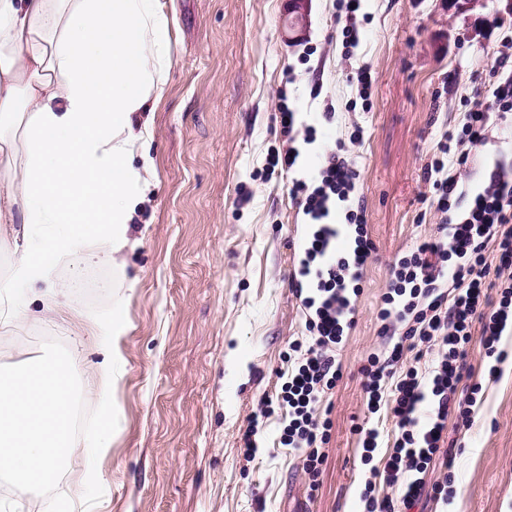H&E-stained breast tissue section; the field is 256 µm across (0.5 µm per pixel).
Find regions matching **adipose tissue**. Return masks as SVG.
<instances>
[{
    "label": "adipose tissue",
    "instance_id": "adipose-tissue-1",
    "mask_svg": "<svg viewBox=\"0 0 512 512\" xmlns=\"http://www.w3.org/2000/svg\"><path fill=\"white\" fill-rule=\"evenodd\" d=\"M169 45L163 0H0V224L58 227L6 285L17 319L58 259L96 248L121 264L153 170L134 116L164 90ZM95 326L107 416L120 324Z\"/></svg>",
    "mask_w": 512,
    "mask_h": 512
}]
</instances>
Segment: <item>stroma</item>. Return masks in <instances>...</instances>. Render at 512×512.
Returning a JSON list of instances; mask_svg holds the SVG:
<instances>
[{
  "mask_svg": "<svg viewBox=\"0 0 512 512\" xmlns=\"http://www.w3.org/2000/svg\"><path fill=\"white\" fill-rule=\"evenodd\" d=\"M166 3L167 80L140 115L153 176L125 265L59 259L53 286L68 311L49 322L0 320V365L34 360L55 338L83 391L94 390L105 355L87 319L119 312V425L91 512H362L370 471L384 468L398 437L390 409L369 413L363 390L367 356L389 347L376 308L395 259L438 233L443 215L424 168L442 135L476 101H491L490 68L512 56V15L494 20L501 0L461 11L448 0H363L352 17L339 0H309L305 35L292 44L288 0ZM365 68L373 84L363 99L356 75ZM283 103L297 114L288 133ZM340 146L356 163L376 250L354 300L356 325L336 348L343 377L322 394L330 440L313 482L281 443V411L260 426L255 454L243 437L262 404L278 401L291 346L309 338L293 291L309 219L291 179L316 177ZM290 147L299 151L292 175L267 178V155ZM498 162L512 165V112L492 114L484 145L450 171L475 192ZM500 346L509 357L494 379L480 342L469 348L481 391L471 426L452 416L444 432L454 454L447 512H512V334ZM363 422L379 432L368 467L352 431Z\"/></svg>",
  "mask_w": 512,
  "mask_h": 512,
  "instance_id": "1",
  "label": "stroma"
}]
</instances>
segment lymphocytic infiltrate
<instances>
[{"label": "lymphocytic infiltrate", "instance_id": "lymphocytic-infiltrate-1", "mask_svg": "<svg viewBox=\"0 0 512 512\" xmlns=\"http://www.w3.org/2000/svg\"><path fill=\"white\" fill-rule=\"evenodd\" d=\"M512 112V73L499 74L490 105L464 116L460 130L444 134L439 156L425 172L444 220L437 238L421 241L391 266L377 318L381 335L391 337L387 355L370 354L362 368L370 412L389 405L399 429L390 460L383 470L387 485L398 487V498H377L366 482L361 499L365 512H400L420 498L447 501L453 480V457L441 446L449 412L470 425L477 388L459 391L467 370V347L479 338L486 357L494 358L490 375L511 353L500 349L503 333L512 327V173L496 165L487 185L470 194L460 190L449 164L468 162L466 146L486 140L492 111ZM355 163L331 153L314 181L293 179L291 192L299 197L311 221L310 238L300 263L294 291L308 311L306 329L312 343L290 359L283 385L282 407L288 420L282 442L304 455V469L317 474L327 441V422L320 419L323 387L339 379L341 366L332 353L346 330L353 327L352 296L360 291L361 271L374 250L365 229L362 203L355 197ZM348 205L346 219L355 227V247L343 255L336 250L337 231L329 221L336 202ZM499 289L491 301L487 282ZM434 350L424 369L409 368L395 375L407 345ZM431 415L420 421L421 407ZM443 476L427 481L429 471Z\"/></svg>", "mask_w": 512, "mask_h": 512}]
</instances>
